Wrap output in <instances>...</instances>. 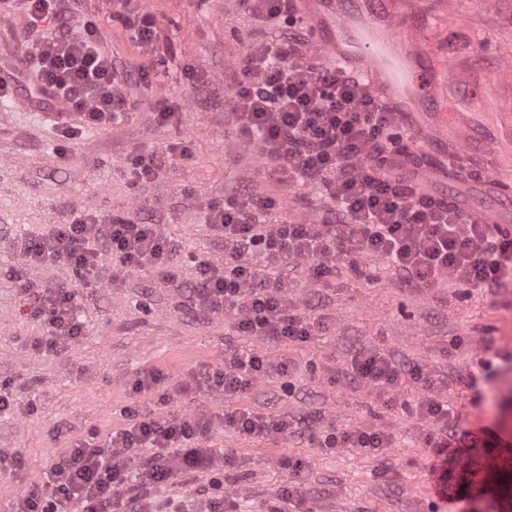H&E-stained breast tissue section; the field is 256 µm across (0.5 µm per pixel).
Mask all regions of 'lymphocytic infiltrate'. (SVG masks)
Returning a JSON list of instances; mask_svg holds the SVG:
<instances>
[{"instance_id": "obj_1", "label": "lymphocytic infiltrate", "mask_w": 512, "mask_h": 512, "mask_svg": "<svg viewBox=\"0 0 512 512\" xmlns=\"http://www.w3.org/2000/svg\"><path fill=\"white\" fill-rule=\"evenodd\" d=\"M275 36L255 38L239 72L230 119L245 147L257 150L283 182L322 190L342 221L338 224L280 219L279 201L260 190L225 196L209 214L210 230L224 243V258L197 265L195 297L200 306L234 316V330L258 339L307 341L315 325L302 317L288 297L279 271L285 259L313 264L314 279L328 282L342 270L334 256L337 243L362 258L380 257L388 268L410 274L420 286L446 281L463 285L499 284L512 266V240L496 225L463 218L457 207L416 196L408 177L389 166L391 155H406L405 138L386 119L379 102L354 77L336 72L309 49V36L298 25L290 0H244ZM63 0H0V15L23 20L21 38L31 59V97L42 109L68 113L63 134L106 128L121 122L128 101V81L100 48L101 32L87 23L77 36L58 33L55 24ZM112 16L131 42L146 53L159 50L154 18L120 0ZM174 150L130 152L124 163L131 185L153 182L171 166ZM27 265L63 260L91 275L103 253L115 254L123 272L167 270L173 245L153 224L120 217L100 221L96 212L75 213L66 224H46L21 240ZM35 296L37 314L45 316L52 339H74L83 325L74 292L47 289L35 281L21 286ZM359 381L393 390L403 372L391 358L361 353L351 360ZM287 373V364H271L258 352L232 354L223 370L206 373L209 391L233 395L270 372ZM424 420L437 425L428 443L442 465L438 481L447 485L465 447L448 425L453 416L436 397L420 403ZM126 428L112 433L108 450L79 440L53 464L44 481L22 497L16 512H222L223 486L210 485L204 499H148L147 486L164 484L176 465L204 466L223 473L213 452L194 447L206 422L197 418L157 419L129 412ZM224 423L238 433L265 438L290 427L287 416H265L247 409L225 413ZM327 448H356L375 454L391 447L390 433L354 428L328 434ZM137 448L151 454L132 466Z\"/></svg>"}]
</instances>
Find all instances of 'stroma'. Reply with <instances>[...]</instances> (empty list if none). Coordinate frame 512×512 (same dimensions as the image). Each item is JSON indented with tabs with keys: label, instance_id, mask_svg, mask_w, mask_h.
<instances>
[{
	"label": "stroma",
	"instance_id": "obj_1",
	"mask_svg": "<svg viewBox=\"0 0 512 512\" xmlns=\"http://www.w3.org/2000/svg\"><path fill=\"white\" fill-rule=\"evenodd\" d=\"M140 6L160 29L164 66L130 44L101 0H72L63 16L68 30L82 16L96 23L121 74L158 68L156 92L130 85L122 122L73 139L61 137L30 99L24 48L15 37L21 20H6L0 30V67L15 75V97L0 117V393L11 400L0 412V450L24 462L0 471V512H13L73 441L92 439L107 448L112 432L127 425L129 407L159 419L210 420L197 444L222 453L233 512H267L274 504L282 512H502L503 496L512 492V464L492 490L474 482L463 499L442 498L438 461L417 411L427 391L410 372L443 380L438 398L457 411L458 431L491 428L512 443V277L492 288L448 282L417 288L392 271L370 281L346 273L322 288L309 262L289 258L282 268L288 296L318 324L303 343L239 336L231 315L199 310L191 293L195 263L224 257L223 243L210 237V206L222 204L225 193L258 187L280 202L282 218L295 221L325 214V199L298 183L266 181L263 159L237 148L224 116L234 92L225 76L241 67L262 22L233 0H140ZM445 34L454 65L473 72L493 100L488 107L454 102L478 142L479 163L457 183L472 210L495 202L482 186L483 162L512 166V132L495 116L512 113V73L497 67L499 58H512V14L458 0ZM159 93L180 104L166 126L149 110ZM172 144L185 146L188 158L154 182L129 188L126 155ZM83 209L103 219L116 214L157 225L179 244L169 272L116 277L117 259L108 253L87 279L63 261L23 264L22 237L44 224L66 223ZM19 275L75 291L82 336L51 350L34 347L47 328L33 313V297L19 291ZM249 349L288 361L287 375L259 378L231 398L199 386L200 373L223 369L225 358ZM374 350L408 371L391 393L347 371L356 352ZM150 372L158 374L157 383L135 392L136 380ZM240 407L285 414L294 424L266 439H248L224 423L225 412ZM357 427L393 433L394 443L374 455L319 444L322 435ZM290 459L301 461L300 473L288 469ZM287 486L294 492L285 500Z\"/></svg>",
	"mask_w": 512,
	"mask_h": 512
}]
</instances>
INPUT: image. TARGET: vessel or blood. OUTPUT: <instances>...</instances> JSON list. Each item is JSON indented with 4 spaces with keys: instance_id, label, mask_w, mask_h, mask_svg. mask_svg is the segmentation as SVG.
I'll return each instance as SVG.
<instances>
[{
    "instance_id": "b4317fda",
    "label": "vessel or blood",
    "mask_w": 512,
    "mask_h": 512,
    "mask_svg": "<svg viewBox=\"0 0 512 512\" xmlns=\"http://www.w3.org/2000/svg\"><path fill=\"white\" fill-rule=\"evenodd\" d=\"M292 12L325 61L361 79L390 123L410 137L411 149L429 154L413 173L417 192L455 180L471 153L466 137L448 134L457 119L448 95L475 100L479 93L470 72L449 62L447 45L425 14L398 10L396 0H292ZM471 216L512 238L503 207L475 209Z\"/></svg>"
}]
</instances>
